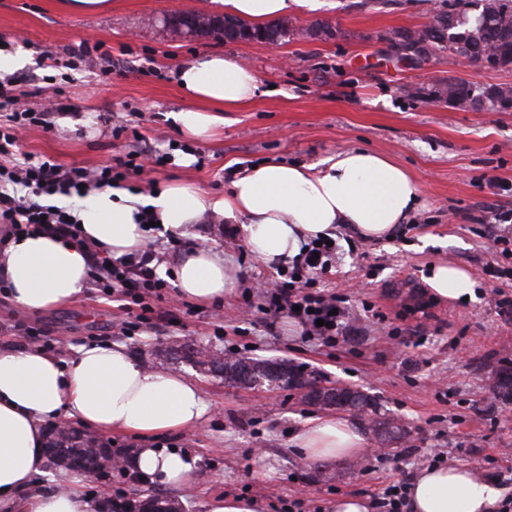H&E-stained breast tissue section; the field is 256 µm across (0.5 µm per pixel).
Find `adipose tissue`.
Wrapping results in <instances>:
<instances>
[{
  "label": "adipose tissue",
  "instance_id": "obj_1",
  "mask_svg": "<svg viewBox=\"0 0 512 512\" xmlns=\"http://www.w3.org/2000/svg\"><path fill=\"white\" fill-rule=\"evenodd\" d=\"M227 15L262 25L313 9L314 0H221ZM178 83L200 101L177 119L194 137L208 136L220 112L260 95L256 73L219 53L197 56L181 67ZM151 205L164 229L178 231L208 214L243 220L247 244L262 263L293 258L303 243L347 225L361 238L392 237L421 204L408 171L386 155L364 148L336 153L319 170L305 164L265 162L234 178L221 196L189 184L159 187L148 199L126 190H104L72 211L82 242L38 234L0 239V280L19 309L38 312L71 303L90 286L94 243L114 257L135 255L145 246L135 216ZM181 295L208 302L233 290L235 280L222 252L200 247L173 270ZM428 282L441 297L474 295L462 268L433 266ZM209 410L199 386L175 373L141 365L119 343L80 346L70 362L36 347L0 343V512H97L82 491V476L66 487L45 482L47 421L74 418L98 433L142 440L132 464L139 473L179 495L196 479L189 454L150 447L155 436L195 429ZM294 445L314 461L359 455L365 437L351 419L325 415L307 420ZM497 486L478 481L466 468H424L412 481L410 512H496Z\"/></svg>",
  "mask_w": 512,
  "mask_h": 512
}]
</instances>
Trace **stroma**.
Wrapping results in <instances>:
<instances>
[{
	"label": "stroma",
	"mask_w": 512,
	"mask_h": 512,
	"mask_svg": "<svg viewBox=\"0 0 512 512\" xmlns=\"http://www.w3.org/2000/svg\"><path fill=\"white\" fill-rule=\"evenodd\" d=\"M217 13L219 0H112L104 14H73L61 0H0V50H27L34 63L17 71L23 105L39 107L54 54L67 61L80 42L103 43L112 73L81 66L63 83L69 108L53 114L52 129L31 127L20 152L65 166L95 169L119 154H169L129 180L143 196L169 183L190 182L211 194L229 190L227 169L244 171L276 161L320 165L352 148L378 151L404 167L421 191L423 207L392 238L369 241L347 226L336 231V271L327 275L347 296V335L328 348L304 340L291 319L259 314L243 319L245 295L276 277L258 261L240 225L207 217L178 233L182 241L223 250L236 283L219 303L162 317L134 336L122 335L118 302L90 287L66 306L27 316L37 346L70 359L91 343L123 342L144 366L154 367L169 340L258 358H281L325 379L373 396L379 410L409 430L407 444L379 449L367 420L357 469L347 462H317L292 446V438L320 409L291 391L257 392L225 387L221 379L180 363L169 371L196 381L210 404L188 432L160 436L156 447L196 459L197 481L182 494L185 512H205L208 497L231 493L262 501L264 512H330L347 495L372 498L382 488L428 467L433 450L449 465L472 470L512 499V400L495 401L496 371L512 360V318L499 315V294L512 297V280L495 279L486 266L512 269V255L495 242L501 227L480 223L489 211L512 210V112H474L408 96L413 85L431 87L448 77L484 85L512 84L511 70H487L442 54L418 65L398 62L385 35L419 29L433 12L431 0H318L293 16L295 25L317 20L344 31L332 41L287 36L280 44L229 42L213 37H173L161 19L172 8ZM220 53L240 60L260 79L265 95L225 111L208 139L189 135L176 121L193 107L177 71L196 56ZM462 266L475 298L458 303L437 296L429 267Z\"/></svg>",
	"instance_id": "1"
}]
</instances>
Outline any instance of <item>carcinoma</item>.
Listing matches in <instances>:
<instances>
[{
    "mask_svg": "<svg viewBox=\"0 0 512 512\" xmlns=\"http://www.w3.org/2000/svg\"><path fill=\"white\" fill-rule=\"evenodd\" d=\"M394 43L397 50L412 52V61L421 62L448 53L479 62L492 51L499 57L500 68L512 69V0H448L446 7L433 14L431 22L416 30H397ZM489 94L490 104H498V111L512 110V85L484 86L462 78L443 79L429 90L428 96L451 107L468 104L470 94ZM166 355L181 361L202 374L219 377L232 387H249L260 380L266 386L280 390L293 389L292 381L312 377V373L285 360L257 359L247 356L226 357L221 353L201 348L187 341L176 340L166 349ZM349 406L376 417L373 430L384 443L404 437L402 427L385 416L379 417L375 399L360 391L346 388L341 391ZM494 396L512 398V367L498 372ZM47 448L62 449L57 457L66 466L83 463L97 466L96 453L89 450L88 439L82 434H49ZM128 512H181L175 498L153 494L138 501Z\"/></svg>",
    "mask_w": 512,
    "mask_h": 512,
    "instance_id": "cac0c4a2",
    "label": "carcinoma"
}]
</instances>
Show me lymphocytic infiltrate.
Masks as SVG:
<instances>
[{
    "label": "lymphocytic infiltrate",
    "mask_w": 512,
    "mask_h": 512,
    "mask_svg": "<svg viewBox=\"0 0 512 512\" xmlns=\"http://www.w3.org/2000/svg\"><path fill=\"white\" fill-rule=\"evenodd\" d=\"M60 109L53 93L45 97L41 109L21 105L12 79L0 80V112L10 115L8 125L0 126V223L7 225L11 234L43 229L78 237L80 230L75 221L69 220L62 208L45 204L44 196L112 187L144 168L134 153L116 157L112 164L94 171L33 154L14 159L22 132L34 125H47L50 115ZM335 259L336 249L328 244L310 242L302 246L277 280L262 284L259 312L292 319L301 326L304 336L323 346H335L346 329L347 313L341 309L336 293L317 285L319 276L331 272ZM152 261L153 253L148 249L132 260L108 255L94 258L92 277L97 286L127 303L121 329L129 336L150 324L158 302L170 296V283L157 276Z\"/></svg>",
    "instance_id": "obj_1"
}]
</instances>
